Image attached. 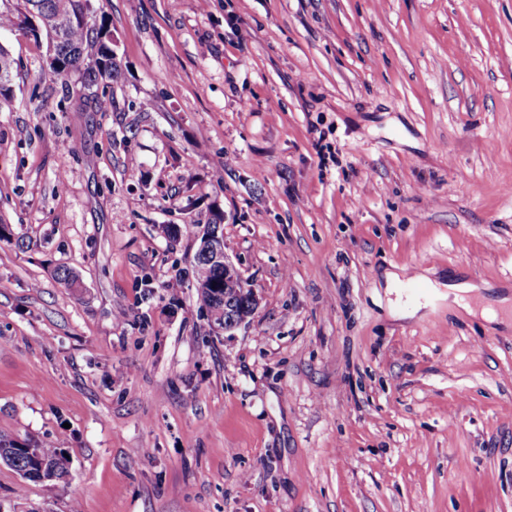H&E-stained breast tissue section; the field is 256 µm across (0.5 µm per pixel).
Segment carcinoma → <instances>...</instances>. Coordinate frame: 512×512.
Masks as SVG:
<instances>
[{
    "mask_svg": "<svg viewBox=\"0 0 512 512\" xmlns=\"http://www.w3.org/2000/svg\"><path fill=\"white\" fill-rule=\"evenodd\" d=\"M24 12L17 16L0 13V27L17 25L38 38L44 37L47 51L57 62L54 73L81 72L84 87L96 88L101 84L118 81L121 62L112 51V35L105 18L99 23L88 20L90 0H23ZM13 59L9 51L0 46V102L12 94ZM224 214H212L208 224L196 231L198 242L214 232L224 234L220 226ZM194 282L197 295L215 322L224 321L226 310L239 305L224 303V272L207 261L194 259ZM0 463L23 471L29 479L52 482L70 474L71 459L65 451L46 441L28 438L20 441L9 434L0 433Z\"/></svg>",
    "mask_w": 512,
    "mask_h": 512,
    "instance_id": "carcinoma-1",
    "label": "carcinoma"
}]
</instances>
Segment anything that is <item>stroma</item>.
Masks as SVG:
<instances>
[{
  "mask_svg": "<svg viewBox=\"0 0 512 512\" xmlns=\"http://www.w3.org/2000/svg\"><path fill=\"white\" fill-rule=\"evenodd\" d=\"M92 6L93 95L0 29V431L72 460L0 463V512H512V325L431 288L512 290V0ZM217 209L259 299L225 336ZM13 59L9 51L0 46V102L8 101L12 94ZM223 223L224 214L220 211L214 212L208 224H205L203 228L196 231L195 234L198 240L197 251L204 238L207 235L213 234L218 229V226L220 228L219 235L224 237ZM196 253L194 256L193 279L195 288H197V295L202 304L208 309L210 317L214 322L224 321V324L212 323L214 333L217 335L231 333L245 323L247 319H229L227 322L224 320L226 307L229 312L235 309L233 313L238 316L241 314L238 302H236L234 306H230V302L224 304V292L230 287L237 288V286H241L242 288H247L243 275L236 265L227 258L224 252V243L217 234L215 236L206 237L199 256L212 264L223 266L224 270L219 271L207 261L197 259ZM60 447L36 438L23 442L0 433V463L17 472L24 471L27 479L41 482L62 481L70 474V456Z\"/></svg>",
  "mask_w": 512,
  "mask_h": 512,
  "instance_id": "stroma-1",
  "label": "stroma"
}]
</instances>
